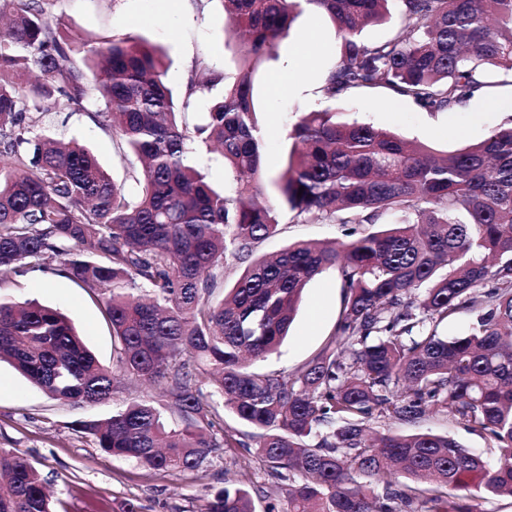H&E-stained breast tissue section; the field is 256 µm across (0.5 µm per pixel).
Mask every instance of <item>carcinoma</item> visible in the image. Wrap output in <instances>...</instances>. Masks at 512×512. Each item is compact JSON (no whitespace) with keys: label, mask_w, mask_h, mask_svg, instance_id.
Listing matches in <instances>:
<instances>
[{"label":"carcinoma","mask_w":512,"mask_h":512,"mask_svg":"<svg viewBox=\"0 0 512 512\" xmlns=\"http://www.w3.org/2000/svg\"><path fill=\"white\" fill-rule=\"evenodd\" d=\"M238 41L236 73L199 63L182 98L162 48L115 38L86 50V75L49 19L50 0H0V272L33 264L99 290L119 343L102 364L59 311L0 300V362L48 397L94 404L117 375L164 383L104 419L79 422L103 451L149 470L198 471L241 445L213 428L219 410L262 430L256 454L289 512H475L476 498L512 497V126L434 156L422 143L324 110L291 126L286 167L263 169L252 76L290 36L306 6L341 38L327 70L336 96L386 87L431 112H452L512 78V0H400L401 28L361 39L390 0H220ZM223 86L202 124L194 96ZM61 99L117 134L134 158L132 185L111 180L76 141L35 132L41 102ZM220 150L234 193L198 166ZM334 224L350 242L298 241L248 260L279 224L271 201ZM247 262L213 300L224 260ZM340 270L346 292L335 335L297 376L259 373L295 319L307 284ZM475 322L448 340L439 324ZM210 391L202 390L203 384ZM435 409L490 439L494 464L449 435L370 433ZM288 474H283V471ZM430 483L428 490L423 484ZM38 471L0 449V512H53ZM205 512H256L249 488L223 487ZM475 320L474 315L467 310H460L448 317L439 325L438 332L440 336L453 339L468 333Z\"/></svg>","instance_id":"1"}]
</instances>
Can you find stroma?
<instances>
[{
	"instance_id": "35a3bbf8",
	"label": "stroma",
	"mask_w": 512,
	"mask_h": 512,
	"mask_svg": "<svg viewBox=\"0 0 512 512\" xmlns=\"http://www.w3.org/2000/svg\"><path fill=\"white\" fill-rule=\"evenodd\" d=\"M49 17L71 41L74 62H81L87 47L101 45L116 36L144 37L161 46L167 56V82L176 94L199 61L226 71L234 69V52L219 0H54ZM293 35L278 47V57L260 65L254 76V105L264 135L265 171L284 169L290 146L287 134L301 113L333 110L337 121L369 124L391 130L400 137L427 145L441 153L456 151L479 142L493 129L512 124V83L502 82L491 92L503 109L487 110L481 97H474L453 112H430L412 99L390 89H363L346 97L327 98L323 91L325 71L339 58L340 38L328 16L307 7L292 25ZM315 32L316 57L304 70L295 54L294 36ZM288 77L303 83L302 91L274 97L271 81ZM46 130L85 144L110 176L128 181L130 165L120 140L102 129L84 112L63 109L51 112ZM277 233L254 245L253 257L278 252L300 240H340L341 225L317 223L278 212ZM338 270L330 269L307 286L291 331L277 353L257 362L256 371L295 375L334 337L343 311ZM0 298L22 302L38 300L68 315L87 346L105 365L116 359L117 341L105 320L97 293L62 275L41 268H22L0 276ZM158 386L121 381L109 400L94 405H74L50 399L8 363H0V448L20 450L50 484L57 512H124L126 503L138 512H202L212 490L238 483L247 484L256 512L274 505L275 512H288L285 495L267 500L265 489L273 482L267 467L253 454L258 431L225 414L224 425L242 445L212 458L206 472L154 473L135 460L105 453L92 436L80 431L79 421L104 418L134 397L158 395ZM380 430L408 433L433 431L453 436L488 462L498 451L489 439L469 433L446 414L429 411L416 425L396 421L380 423Z\"/></svg>"
}]
</instances>
